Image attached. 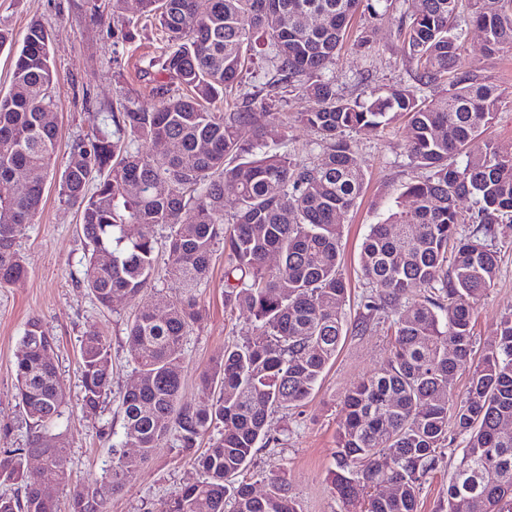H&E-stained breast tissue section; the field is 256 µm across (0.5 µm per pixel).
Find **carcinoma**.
<instances>
[{
  "mask_svg": "<svg viewBox=\"0 0 512 512\" xmlns=\"http://www.w3.org/2000/svg\"><path fill=\"white\" fill-rule=\"evenodd\" d=\"M359 10L398 13L412 84L354 97L336 92V65ZM270 11L279 16L276 28ZM139 12L174 45L158 65L188 94L165 89L151 109L119 103L61 166L57 125L45 121L57 80L51 32L32 22L13 53L11 89L0 96V288L27 273L15 240L34 223L50 180L81 212L91 251L83 284L100 306L117 309L150 285L154 228L164 225L168 273L189 288L207 279L214 246L224 242V307L247 308L255 331L203 374L218 388L215 398L184 407L182 349L199 318L196 302L170 304L163 319L140 308L128 332L137 386L122 398L123 440L109 448L101 478L74 491L70 512H106L108 496L168 436L192 448L211 432V446L194 459L196 476L173 492L165 512H301L282 471L267 477L262 496L247 480H231L248 470L270 415L310 396L347 334L340 219L361 197L365 173L346 133L377 134L400 117L407 118V157L421 175L404 191L411 203L371 225L362 243L369 294L357 324L362 331L374 316L396 314L394 339L382 372L344 396L328 480L355 512H417L452 430L467 443L445 512H512V429L500 428L512 419L511 314L470 366L473 320L498 272L492 242L498 225L512 223V156L482 139L508 94L458 65L469 27L484 34L489 54L512 51V0L492 8L485 0H140ZM313 15L324 24L306 23ZM258 57L266 60L265 82L251 90L243 77ZM291 93L312 103L297 115L318 137L319 156L308 165L266 150L278 134L276 108ZM217 101L227 111H210ZM245 126L250 143L239 138ZM160 139L177 141L180 152H150ZM28 172L43 180L16 191L18 175ZM226 186L236 194L228 216ZM462 197L473 199L468 214L458 208ZM461 224L472 230L460 234ZM270 253L279 255L275 268L265 262ZM409 288L424 295L412 299ZM53 346L40 321L27 322L15 379L32 438L0 456V480L17 486L0 493V512H57L40 491L66 478L63 434L43 433L65 400ZM80 361L82 407L94 413L112 371L110 345L93 327L81 339ZM467 366L468 386L458 396L452 380ZM32 453L46 461L36 474L27 467ZM387 482L396 494L384 495Z\"/></svg>",
  "mask_w": 512,
  "mask_h": 512,
  "instance_id": "obj_1",
  "label": "carcinoma"
}]
</instances>
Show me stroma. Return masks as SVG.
I'll return each instance as SVG.
<instances>
[{"instance_id":"35a3bbf8","label":"stroma","mask_w":512,"mask_h":512,"mask_svg":"<svg viewBox=\"0 0 512 512\" xmlns=\"http://www.w3.org/2000/svg\"><path fill=\"white\" fill-rule=\"evenodd\" d=\"M90 6L91 0H0L1 29L19 38L30 21L37 19L54 36V111L57 153L62 160L77 141L87 138L94 122L113 102L128 99L150 108L159 101L158 88L170 85L157 65L170 45L154 29L133 26L138 14L134 0L122 12L103 7L94 13ZM365 29L374 32L370 48L349 46L340 56L338 93L352 96L365 86L410 83L393 18L355 15L352 34ZM460 63L486 83L512 94V53L488 54L478 30L468 31ZM309 106L301 94L290 96V122L273 144L276 151L289 153L301 164L313 162L319 152L315 132L295 120ZM350 142L365 172L361 198L341 218V264L349 283L345 313L347 321L353 322L364 312L361 300L367 291L359 265L362 242L370 225L383 222L395 209L415 170L406 157L404 121L375 136L351 134ZM79 223L77 208L60 198L55 185H47L35 222L26 225L16 240L27 274L0 288V453L27 447L31 439L18 406L15 361L26 324L36 318L54 338L53 362L65 392L62 416L51 427L52 432H64L68 441V480L48 490L58 512H69L73 491L102 475L109 464V446L122 438L121 398L135 378L127 324L139 307L161 315L171 302L187 294L196 298L201 317L190 327L183 345L180 403L184 406L209 399L210 392L200 381L202 373L225 346L242 343L254 329L249 311L224 308V247L220 244L215 247L209 277L199 288L187 290L162 270L138 301L117 311L100 307L83 286L88 247ZM493 246L500 254L499 271L494 286L480 301L473 327L479 352L495 340L501 318L512 314V223L499 225ZM388 325L381 314L363 334L348 331L309 398L270 416L268 437L258 443L247 472L256 492L265 491L266 476L284 471L302 512H346L327 480L334 465L336 433L344 419L342 401L353 383L384 367L392 342ZM91 327L106 337L112 355L111 391L93 414L81 406L79 368L80 339ZM465 445L464 437L450 435L420 490L418 512H442L448 480ZM191 457V450L176 438H168L155 449L148 467L109 498L107 512H162L170 495L191 476Z\"/></svg>"}]
</instances>
